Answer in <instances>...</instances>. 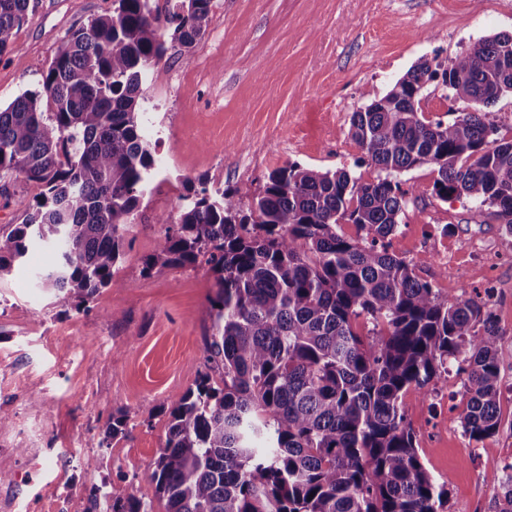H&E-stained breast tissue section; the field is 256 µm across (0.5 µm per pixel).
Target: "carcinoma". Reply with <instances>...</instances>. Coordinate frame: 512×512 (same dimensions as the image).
Returning a JSON list of instances; mask_svg holds the SVG:
<instances>
[{
	"instance_id": "carcinoma-1",
	"label": "carcinoma",
	"mask_w": 512,
	"mask_h": 512,
	"mask_svg": "<svg viewBox=\"0 0 512 512\" xmlns=\"http://www.w3.org/2000/svg\"><path fill=\"white\" fill-rule=\"evenodd\" d=\"M167 3L112 0V13L64 40L41 89L0 107V173L41 189L28 222L0 233V283L42 247L54 260L38 282L79 313L124 287L127 226L158 172L141 134L143 86L169 49L189 53L212 8ZM29 4L0 0V54L15 48ZM436 79L472 111L425 119L422 94ZM508 92L512 34L495 35L447 63L420 59L353 113L351 137L378 170L370 182L291 163L247 209L229 189L188 187L147 269L203 260L217 292L207 372L172 400L149 475L165 512H444L448 491L420 459L404 398L426 401L457 366L463 434L492 437L501 331L485 301L441 298L416 273L428 258L395 249L398 175L434 166L438 197L496 208L512 235V140L490 138L482 111ZM87 512L148 510L134 485L106 483Z\"/></svg>"
}]
</instances>
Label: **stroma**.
Returning a JSON list of instances; mask_svg holds the SVG:
<instances>
[{"instance_id": "stroma-1", "label": "stroma", "mask_w": 512, "mask_h": 512, "mask_svg": "<svg viewBox=\"0 0 512 512\" xmlns=\"http://www.w3.org/2000/svg\"><path fill=\"white\" fill-rule=\"evenodd\" d=\"M0 55V106L42 76L64 38L110 12L112 0H31ZM512 34V0H215L189 59L165 57L146 84L144 131L156 142L169 186L145 197L126 233L118 276L89 311L76 312L34 275L52 261L36 250L12 282L0 285V512H85L95 487H122L163 512L149 479L162 448L167 409L206 369L214 317V277L206 264L145 271L164 235L157 215L178 219L187 183L235 191L249 205L275 168L291 163L347 169L361 180L377 171L349 130L353 112L384 96L421 57L449 60L489 36ZM437 173L422 165L400 176L407 192L397 251L447 232L459 266L419 268L442 296L493 290L502 418L497 433L473 442L459 422L461 381L442 377L427 401L404 399L418 452L448 490L447 512H498L504 463L512 457V235L494 208L467 198L442 200ZM36 187L0 178V226L26 223ZM118 318H109V311ZM124 436L98 442L112 417ZM78 446L84 463L57 455Z\"/></svg>"}]
</instances>
